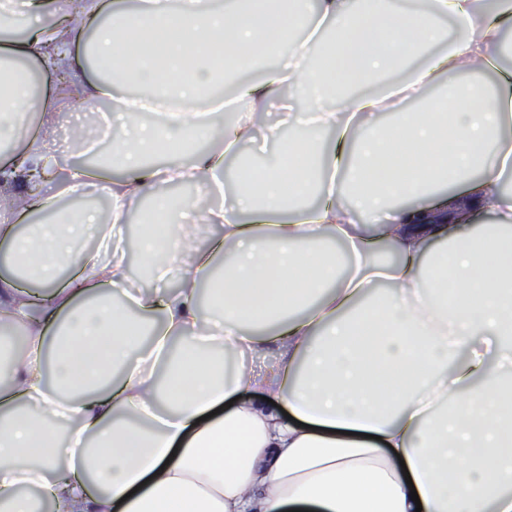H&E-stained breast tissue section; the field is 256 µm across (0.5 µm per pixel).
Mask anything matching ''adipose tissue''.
<instances>
[{
  "label": "adipose tissue",
  "instance_id": "obj_1",
  "mask_svg": "<svg viewBox=\"0 0 512 512\" xmlns=\"http://www.w3.org/2000/svg\"><path fill=\"white\" fill-rule=\"evenodd\" d=\"M448 17L466 35L439 50ZM500 53L512 0H0V335L25 338L0 360V512H512ZM218 57L280 61L238 87L229 126ZM131 58L152 97L102 121L92 104L125 94ZM81 73L82 160L25 198ZM273 107L278 158L234 206L165 192L223 194ZM100 140L122 178L86 163ZM442 184L463 185L436 203L458 216L426 223L407 201ZM90 196L110 222L77 207ZM146 198L139 255L172 295L131 291L112 245ZM476 209L495 223L474 227Z\"/></svg>",
  "mask_w": 512,
  "mask_h": 512
}]
</instances>
